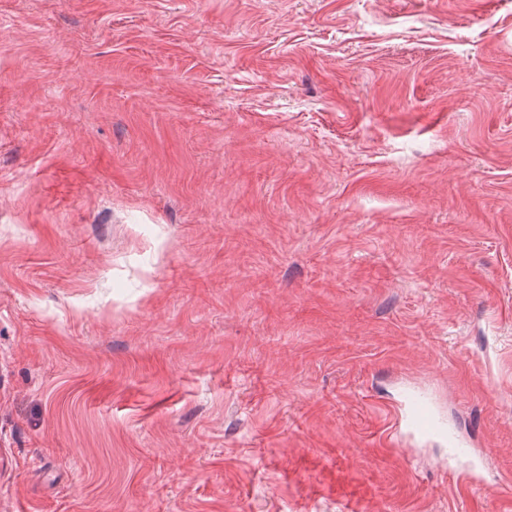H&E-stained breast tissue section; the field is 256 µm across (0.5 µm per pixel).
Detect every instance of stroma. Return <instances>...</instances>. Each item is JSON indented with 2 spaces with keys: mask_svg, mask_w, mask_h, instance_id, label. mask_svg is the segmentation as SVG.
Instances as JSON below:
<instances>
[{
  "mask_svg": "<svg viewBox=\"0 0 512 512\" xmlns=\"http://www.w3.org/2000/svg\"><path fill=\"white\" fill-rule=\"evenodd\" d=\"M512 0H0V512H512ZM405 421L413 434L423 436H445L438 426L431 407L417 396L408 398L406 403ZM464 445L456 436L448 431V459L455 458L460 454L468 457L467 463L460 468H451L455 481L464 489L471 487L490 489L493 485L484 483L478 474V459L474 456L472 448H463Z\"/></svg>",
  "mask_w": 512,
  "mask_h": 512,
  "instance_id": "1",
  "label": "stroma"
}]
</instances>
